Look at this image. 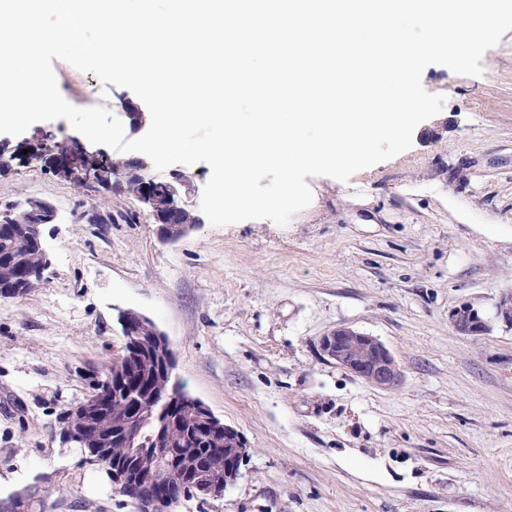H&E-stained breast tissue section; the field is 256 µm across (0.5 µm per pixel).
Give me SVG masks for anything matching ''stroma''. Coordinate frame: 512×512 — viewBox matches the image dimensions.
<instances>
[{"label": "stroma", "mask_w": 512, "mask_h": 512, "mask_svg": "<svg viewBox=\"0 0 512 512\" xmlns=\"http://www.w3.org/2000/svg\"><path fill=\"white\" fill-rule=\"evenodd\" d=\"M52 65L77 106L114 89ZM481 66H428L425 90L447 101L411 148L346 183L307 177L313 200L287 225L203 216L172 244L134 195L74 183L27 161L30 133L10 137L0 212L37 198L58 217L42 227L39 287L0 299V502L37 488L41 512H133L48 429L121 351L117 316L133 309L166 334L186 391L250 448L222 497L177 512H512V330L460 336L449 321L512 293V30ZM339 327L383 342L401 385L323 359Z\"/></svg>", "instance_id": "35a3bbf8"}]
</instances>
